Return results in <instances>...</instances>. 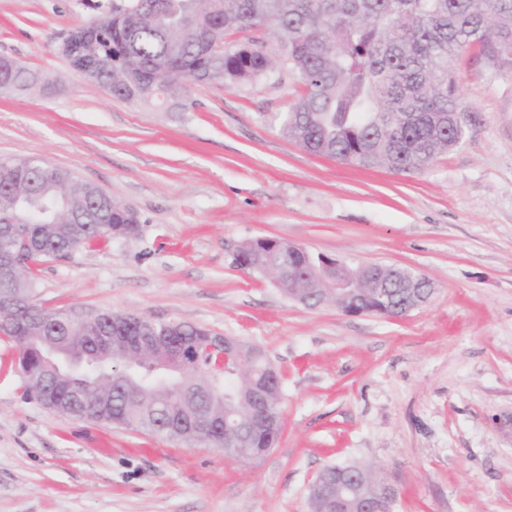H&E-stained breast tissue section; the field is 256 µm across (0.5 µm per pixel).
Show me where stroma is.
<instances>
[{"instance_id": "35a3bbf8", "label": "stroma", "mask_w": 512, "mask_h": 512, "mask_svg": "<svg viewBox=\"0 0 512 512\" xmlns=\"http://www.w3.org/2000/svg\"><path fill=\"white\" fill-rule=\"evenodd\" d=\"M96 0H0V56L47 90L0 92V157L42 158L132 208L135 236L39 262L33 299L76 315L182 321L262 349L283 434L242 465L222 449L52 414L0 340V512H311L327 465L378 468L394 512H512V70L457 63L462 142L396 174L302 150L274 72L190 84L182 112L87 86L59 52ZM272 238L427 278L401 318L307 306L236 267Z\"/></svg>"}]
</instances>
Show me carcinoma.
I'll return each instance as SVG.
<instances>
[{"label":"carcinoma","mask_w":512,"mask_h":512,"mask_svg":"<svg viewBox=\"0 0 512 512\" xmlns=\"http://www.w3.org/2000/svg\"><path fill=\"white\" fill-rule=\"evenodd\" d=\"M150 0H110L87 29L72 30L75 53L67 56L77 73L92 65L85 83L109 96L166 110L175 109L190 83L211 78L234 87L268 78L277 62L256 39L235 36L255 26L267 29L284 53V68L298 76L301 94L281 121V129L303 150L343 164L413 174L423 171L462 140L460 77L456 61L476 48L492 66L512 69V0H167L159 16ZM224 49L208 48V38ZM14 91L46 88L47 77L22 62L0 56V86ZM9 177L0 175V211L12 208L17 187L25 188L34 223L0 225V246L19 255L12 273L0 276V291L18 289L24 314L34 322L60 320L63 310H47L31 299L35 263L114 238L133 219L124 205L103 202L70 172L37 167L32 158L7 159ZM280 264L290 273L276 286L285 294L326 299L325 277L357 278L364 285L361 306L393 317L380 294L402 289L391 267H351L340 261L323 271L304 248L279 242ZM252 273L272 260L271 250L253 239L239 250ZM128 315L112 314L106 348L98 327L84 320L68 324L64 336H41L12 321L0 336L19 348V368L27 394L49 411L76 419L123 426L155 436L179 438L166 429L167 415L202 409L251 419L250 387L266 378L271 361L245 356L242 376L224 371V350L211 347L206 329L184 322L155 324L167 339L157 357L127 367ZM50 351L90 354L95 367L68 370L46 359ZM279 435L226 440L232 460L251 464L273 447ZM355 493L370 498L382 478L356 465ZM353 493V494H355ZM347 493V499L353 498Z\"/></svg>","instance_id":"cac0c4a2"}]
</instances>
